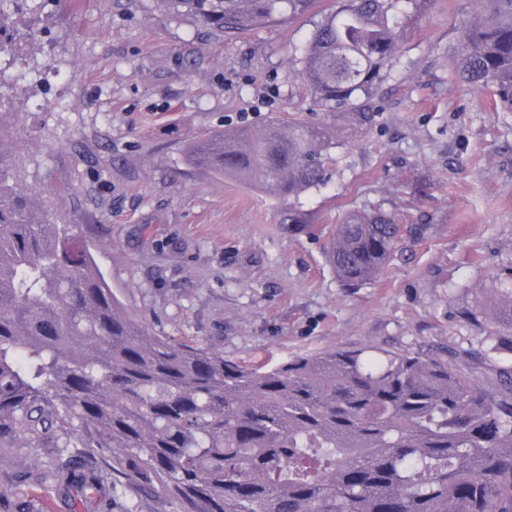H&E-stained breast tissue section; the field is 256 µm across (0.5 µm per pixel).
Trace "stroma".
<instances>
[{
  "label": "stroma",
  "instance_id": "stroma-1",
  "mask_svg": "<svg viewBox=\"0 0 512 512\" xmlns=\"http://www.w3.org/2000/svg\"><path fill=\"white\" fill-rule=\"evenodd\" d=\"M336 7L321 0L233 37L162 0H30L14 26L37 38L20 43L0 100L9 174L54 223L80 225L125 312L155 335L247 366L420 352L497 389L488 348L512 263V112L448 78L467 0L411 14L363 121L320 111L298 73L299 47ZM271 120L327 125L336 142L328 182L299 198L302 225L282 223L286 202L185 158L190 141ZM364 206L390 214L401 237L377 277L352 288L324 249ZM10 487L32 512H99L109 493L63 492L0 448V490Z\"/></svg>",
  "mask_w": 512,
  "mask_h": 512
}]
</instances>
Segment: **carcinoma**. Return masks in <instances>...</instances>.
Listing matches in <instances>:
<instances>
[{
    "label": "carcinoma",
    "mask_w": 512,
    "mask_h": 512,
    "mask_svg": "<svg viewBox=\"0 0 512 512\" xmlns=\"http://www.w3.org/2000/svg\"><path fill=\"white\" fill-rule=\"evenodd\" d=\"M431 0H340L300 51L299 74L325 112L363 102L390 74L408 19ZM28 0H0V54ZM236 35L312 12L319 0H165ZM452 54L450 79L512 112V0H480ZM328 127L270 121L189 143L196 166L295 206L335 161ZM0 135V445L51 440L50 473L67 489L120 473L160 487L184 512H512V387L490 393L452 365L374 347L248 368L134 323L77 224H52L9 182ZM401 227L377 209L346 213L327 260L349 286L373 280ZM512 330V287L500 289ZM87 448L118 466L76 469Z\"/></svg>",
    "instance_id": "1"
}]
</instances>
